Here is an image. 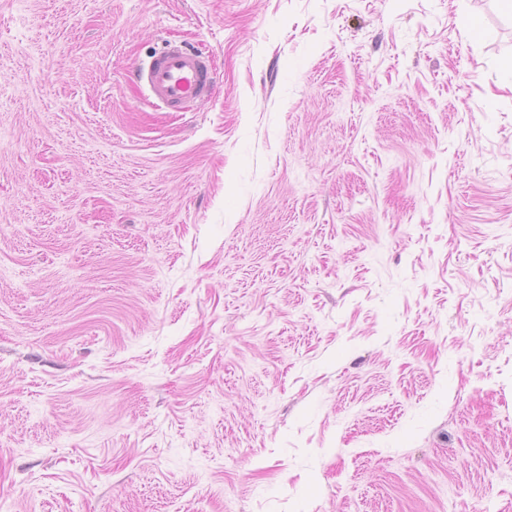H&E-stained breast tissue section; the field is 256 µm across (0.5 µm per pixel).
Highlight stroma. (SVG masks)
<instances>
[{"instance_id": "35a3bbf8", "label": "stroma", "mask_w": 512, "mask_h": 512, "mask_svg": "<svg viewBox=\"0 0 512 512\" xmlns=\"http://www.w3.org/2000/svg\"><path fill=\"white\" fill-rule=\"evenodd\" d=\"M509 63L512 0H0L9 512H512ZM135 77L172 109L188 100L209 97L216 86L213 72L202 57L171 45L150 56L147 66L136 67Z\"/></svg>"}]
</instances>
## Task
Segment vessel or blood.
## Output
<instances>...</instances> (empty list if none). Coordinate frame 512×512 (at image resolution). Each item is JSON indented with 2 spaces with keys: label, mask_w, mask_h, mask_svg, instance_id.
<instances>
[{
  "label": "vessel or blood",
  "mask_w": 512,
  "mask_h": 512,
  "mask_svg": "<svg viewBox=\"0 0 512 512\" xmlns=\"http://www.w3.org/2000/svg\"><path fill=\"white\" fill-rule=\"evenodd\" d=\"M135 76L172 109L192 99L209 97L216 86L213 72L202 57L171 45L153 54L147 65L136 69Z\"/></svg>",
  "instance_id": "b4317fda"
}]
</instances>
